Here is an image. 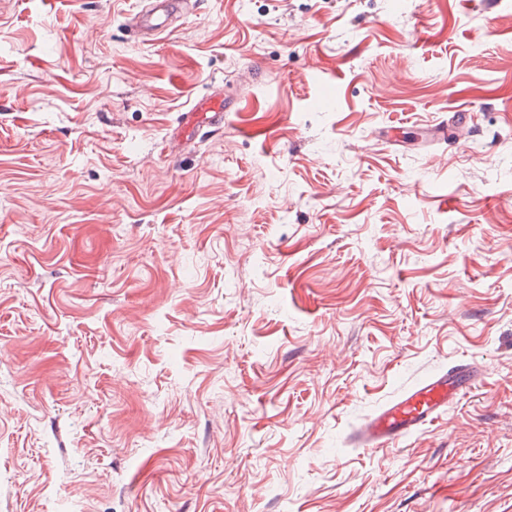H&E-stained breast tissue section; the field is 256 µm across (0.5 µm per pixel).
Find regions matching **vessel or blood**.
Returning <instances> with one entry per match:
<instances>
[{
  "mask_svg": "<svg viewBox=\"0 0 512 512\" xmlns=\"http://www.w3.org/2000/svg\"><path fill=\"white\" fill-rule=\"evenodd\" d=\"M183 6V0H152L151 8L132 15L130 28L153 34L167 31ZM481 376V369L472 363H458L432 374L373 414L357 430V442L367 449L389 448L423 431L473 389Z\"/></svg>",
  "mask_w": 512,
  "mask_h": 512,
  "instance_id": "obj_1",
  "label": "vessel or blood"
}]
</instances>
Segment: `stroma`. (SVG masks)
Masks as SVG:
<instances>
[{
  "instance_id": "obj_1",
  "label": "stroma",
  "mask_w": 512,
  "mask_h": 512,
  "mask_svg": "<svg viewBox=\"0 0 512 512\" xmlns=\"http://www.w3.org/2000/svg\"><path fill=\"white\" fill-rule=\"evenodd\" d=\"M146 2L0 0V512H512V0ZM181 0H153L151 8L136 11L130 21L134 32L149 31L153 35L169 31L172 17L184 7ZM470 117L469 111L466 109H458L455 112H452V115L448 120H443L437 122L429 127H427L432 135V140L434 142L445 141L448 138V124L454 126H461L464 124ZM481 377L482 370L472 363L454 364L432 374L373 414L357 430L356 441L367 449L394 446L432 425Z\"/></svg>"
}]
</instances>
